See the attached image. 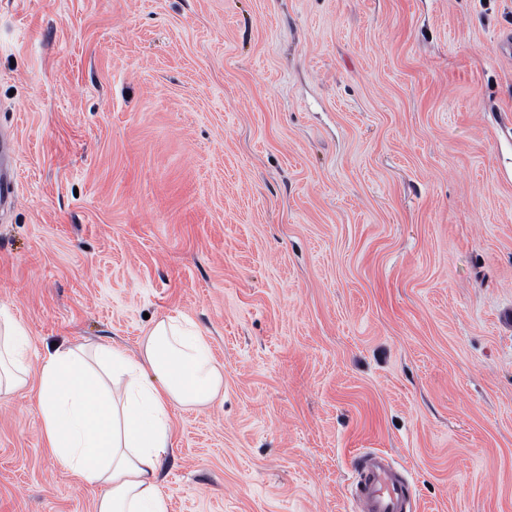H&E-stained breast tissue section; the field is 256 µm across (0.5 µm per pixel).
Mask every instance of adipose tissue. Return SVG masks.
Wrapping results in <instances>:
<instances>
[{
    "label": "adipose tissue",
    "instance_id": "adipose-tissue-1",
    "mask_svg": "<svg viewBox=\"0 0 512 512\" xmlns=\"http://www.w3.org/2000/svg\"><path fill=\"white\" fill-rule=\"evenodd\" d=\"M28 332L0 308V396L36 380L47 448L99 490L94 512H167L161 460L171 445L174 407L212 404L224 366L181 315L157 321L131 357L108 343L67 345L30 374Z\"/></svg>",
    "mask_w": 512,
    "mask_h": 512
}]
</instances>
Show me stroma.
I'll list each match as a JSON object with an SVG mask.
<instances>
[{
  "mask_svg": "<svg viewBox=\"0 0 512 512\" xmlns=\"http://www.w3.org/2000/svg\"><path fill=\"white\" fill-rule=\"evenodd\" d=\"M512 0H0V306L28 363L189 318L168 512H512ZM0 402V512H94ZM16 148L14 141H0V203H14L18 198L14 177ZM353 498L359 512H418L410 483L390 458L366 451L356 457Z\"/></svg>",
  "mask_w": 512,
  "mask_h": 512,
  "instance_id": "35a3bbf8",
  "label": "stroma"
}]
</instances>
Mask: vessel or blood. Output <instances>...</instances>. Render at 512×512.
<instances>
[{
    "label": "vessel or blood",
    "mask_w": 512,
    "mask_h": 512,
    "mask_svg": "<svg viewBox=\"0 0 512 512\" xmlns=\"http://www.w3.org/2000/svg\"><path fill=\"white\" fill-rule=\"evenodd\" d=\"M14 142L0 141V203L15 202ZM353 498L358 512H419L416 499L404 474L390 458L366 451L356 459Z\"/></svg>",
    "instance_id": "vessel-or-blood-1"
}]
</instances>
